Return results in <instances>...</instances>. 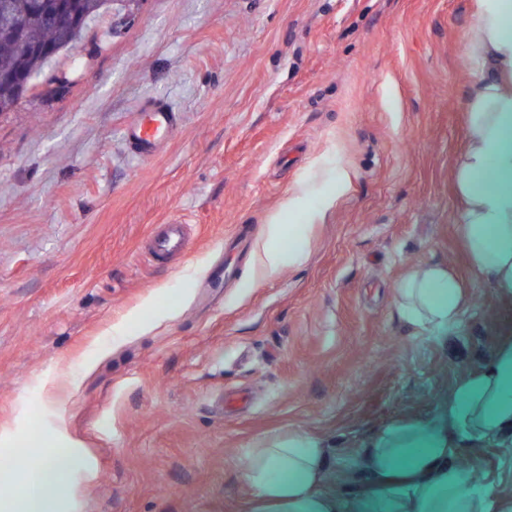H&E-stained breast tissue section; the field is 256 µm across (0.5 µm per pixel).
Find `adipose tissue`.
<instances>
[{
	"label": "adipose tissue",
	"mask_w": 512,
	"mask_h": 512,
	"mask_svg": "<svg viewBox=\"0 0 512 512\" xmlns=\"http://www.w3.org/2000/svg\"><path fill=\"white\" fill-rule=\"evenodd\" d=\"M476 34L466 44L474 63L466 95L468 134L457 156L454 185L462 203L461 235L470 267L488 277L501 292L512 293V0H470ZM301 232L289 233L271 220L261 243L263 274L277 275L286 263L299 262ZM402 317L425 331L457 321L460 285L438 264H427L398 283ZM512 383V345L502 346L478 377L467 381L448 401L449 419L463 418L473 437H485L512 426V402L494 399L497 387ZM405 434L391 426L373 439L364 456L378 490L398 485L396 501L379 497L386 512H482L483 503L467 476L442 465L445 449L433 448L406 471L394 465V453ZM82 464L74 448L49 449L36 465L52 487H64ZM321 443L296 433L256 449L245 473L254 493L255 512H338L333 498L317 487L325 472Z\"/></svg>",
	"instance_id": "ef3b65f1"
}]
</instances>
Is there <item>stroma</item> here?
I'll return each mask as SVG.
<instances>
[{"instance_id":"stroma-1","label":"stroma","mask_w":512,"mask_h":512,"mask_svg":"<svg viewBox=\"0 0 512 512\" xmlns=\"http://www.w3.org/2000/svg\"><path fill=\"white\" fill-rule=\"evenodd\" d=\"M474 28L468 0H146L122 35L91 30L58 64L65 97L39 85L0 116V458L73 445L61 512H252L253 448L303 432L327 451L319 493L360 512L372 439L449 426L512 344L452 175ZM153 99L181 124L139 159L124 131ZM274 215L304 225L305 257L263 281L224 244ZM182 218L188 254L152 261ZM428 263L462 285L436 333L395 296ZM449 428L445 466L470 461L486 512H512V430Z\"/></svg>"}]
</instances>
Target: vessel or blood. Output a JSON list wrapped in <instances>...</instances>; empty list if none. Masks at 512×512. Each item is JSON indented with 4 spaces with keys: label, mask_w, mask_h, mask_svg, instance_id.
<instances>
[{
    "label": "vessel or blood",
    "mask_w": 512,
    "mask_h": 512,
    "mask_svg": "<svg viewBox=\"0 0 512 512\" xmlns=\"http://www.w3.org/2000/svg\"><path fill=\"white\" fill-rule=\"evenodd\" d=\"M179 123L178 110L167 101H149L143 105L137 119L126 128L125 142L132 154L142 159L149 158L174 135ZM185 251L184 226L174 221L163 225L155 235L151 255L160 259Z\"/></svg>",
    "instance_id": "obj_1"
}]
</instances>
